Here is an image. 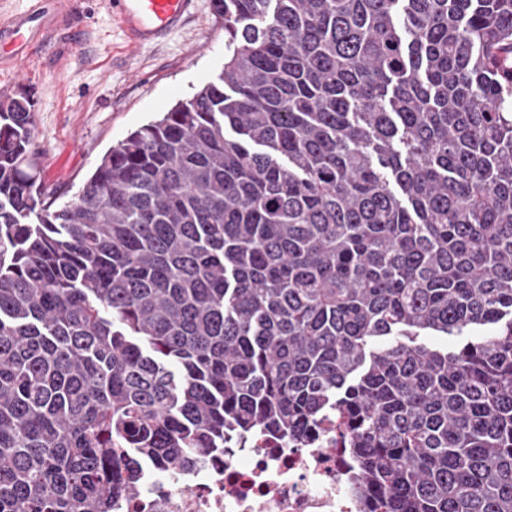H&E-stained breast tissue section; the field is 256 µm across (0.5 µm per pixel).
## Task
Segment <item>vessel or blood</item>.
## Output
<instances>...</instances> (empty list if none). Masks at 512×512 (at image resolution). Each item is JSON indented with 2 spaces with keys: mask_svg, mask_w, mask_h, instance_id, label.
Wrapping results in <instances>:
<instances>
[{
  "mask_svg": "<svg viewBox=\"0 0 512 512\" xmlns=\"http://www.w3.org/2000/svg\"><path fill=\"white\" fill-rule=\"evenodd\" d=\"M196 0H111L110 7L125 30L130 48L150 46L179 29L192 14ZM46 15L42 0L6 23L0 22V45L11 44L27 57L36 42V25Z\"/></svg>",
  "mask_w": 512,
  "mask_h": 512,
  "instance_id": "1",
  "label": "vessel or blood"
}]
</instances>
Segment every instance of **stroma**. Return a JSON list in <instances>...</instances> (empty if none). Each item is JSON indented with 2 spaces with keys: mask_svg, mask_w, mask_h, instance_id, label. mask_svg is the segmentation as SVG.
<instances>
[{
  "mask_svg": "<svg viewBox=\"0 0 512 512\" xmlns=\"http://www.w3.org/2000/svg\"><path fill=\"white\" fill-rule=\"evenodd\" d=\"M47 11L22 73H14L9 52L0 53V94L32 95L41 182L64 203L112 146L220 73L224 22L212 0H197L183 28L134 51L107 0H70L64 11L52 4Z\"/></svg>",
  "mask_w": 512,
  "mask_h": 512,
  "instance_id": "35a3bbf8",
  "label": "stroma"
}]
</instances>
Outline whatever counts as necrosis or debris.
<instances>
[{"label":"necrosis or debris","instance_id":"necrosis-or-debris-1","mask_svg":"<svg viewBox=\"0 0 512 512\" xmlns=\"http://www.w3.org/2000/svg\"><path fill=\"white\" fill-rule=\"evenodd\" d=\"M335 417L293 442L258 433L229 442L220 462L143 467L141 493L114 512H362Z\"/></svg>","mask_w":512,"mask_h":512}]
</instances>
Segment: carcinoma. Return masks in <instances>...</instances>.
<instances>
[{"label": "carcinoma", "instance_id": "carcinoma-1", "mask_svg": "<svg viewBox=\"0 0 512 512\" xmlns=\"http://www.w3.org/2000/svg\"><path fill=\"white\" fill-rule=\"evenodd\" d=\"M212 4L222 72L60 207L0 97V512L332 409L364 512H512V0ZM495 326H478L473 327L465 332V336H429L423 335L419 337V341L426 344L428 347L435 349H446L449 351L456 350L467 341H477L480 337L490 336L494 333Z\"/></svg>", "mask_w": 512, "mask_h": 512}]
</instances>
